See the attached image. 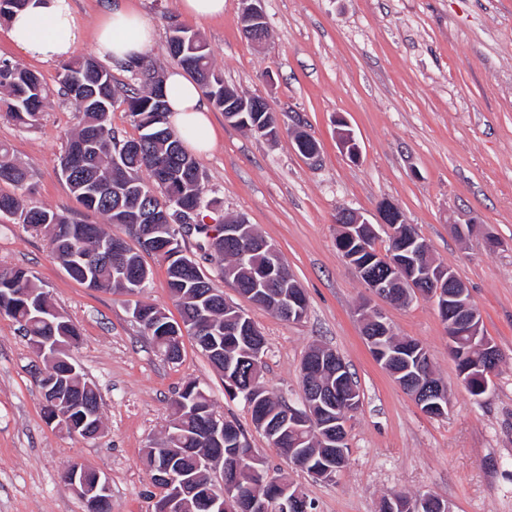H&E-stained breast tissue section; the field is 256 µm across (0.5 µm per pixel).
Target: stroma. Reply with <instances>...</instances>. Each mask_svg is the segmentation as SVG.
Instances as JSON below:
<instances>
[{"instance_id":"obj_1","label":"stroma","mask_w":512,"mask_h":512,"mask_svg":"<svg viewBox=\"0 0 512 512\" xmlns=\"http://www.w3.org/2000/svg\"><path fill=\"white\" fill-rule=\"evenodd\" d=\"M178 2L136 0L155 31L146 59L167 71L170 25L201 32L225 83L267 97L281 128L266 140L214 112L215 147L197 158L215 202L206 221L242 218L274 244L306 293V315L287 322L240 295L195 232H183L181 243L264 335L261 380L275 396L300 403V367L312 346L348 364L362 403L346 423L347 464L330 481L287 467L192 337L178 362L165 359L130 311L140 301L179 319L160 258L145 256L151 276L136 295L92 290L65 272L45 233L0 215V268L30 271L78 328L72 356L100 395L103 427L81 439L47 424L35 381L47 362L0 316V512H84L62 480L73 459L107 478L112 512H152L144 451L161 446L171 400L190 381L208 389L215 414L240 425L268 466L286 468L314 512H378L392 491L432 492L451 512H512V0H264L269 38L261 46L243 33L240 0H224L223 17L205 21L185 17ZM0 59L39 74L48 91L33 127L0 115V144L31 173L29 203L128 238L82 207L60 176L80 114L57 94L58 64L28 59L2 37ZM340 118L360 145L359 161L339 148ZM298 131L319 143L318 162L297 151ZM384 200L481 312L500 352L481 397L461 383L433 302L399 306L372 294L336 247L338 211L366 216ZM365 303L384 312L396 336L427 348L448 391L447 415L423 413L374 360L358 314Z\"/></svg>"}]
</instances>
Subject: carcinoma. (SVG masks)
<instances>
[{"label": "carcinoma", "instance_id": "cac0c4a2", "mask_svg": "<svg viewBox=\"0 0 512 512\" xmlns=\"http://www.w3.org/2000/svg\"><path fill=\"white\" fill-rule=\"evenodd\" d=\"M171 61L187 72L199 85L204 95L219 111H224V91L231 87L224 83L212 62L211 52L200 32L177 27L169 30L167 39ZM141 79L142 89L119 90L112 83V75L92 58H72L60 66L58 83L62 94L71 99L82 114L78 131L69 139L60 158V169L70 170L66 183L76 200L86 209L104 215L110 224H122L136 239L139 249L124 245L116 255H103L100 244L112 242L114 236L99 224H82L46 208L32 207L26 199L28 173L0 144V182L14 187L11 193H0V215L9 214L35 231L48 234L52 252L61 261L67 274L75 281L101 291L131 295L134 288L125 280L122 267L139 273L145 279L151 271L144 264L143 255H155L167 262V285L180 305L181 321L187 334L197 345L207 346V330L224 326L226 302L224 294L213 287L210 279L191 256L183 253L180 243L167 249L169 232L157 228L159 224L179 225L191 220L196 233L204 238L220 258L223 271L232 273L238 291L246 293L255 286V278L269 266L271 259L257 247L258 238L248 233L235 243H226L217 224L199 220L204 209L213 206L207 199L204 177L197 161L181 145L180 137L167 121V108L162 82L155 79L154 68L145 61L133 65ZM8 89L0 96V112L20 126H32L40 117L47 91L41 78L34 72L21 69L10 61L0 60V88ZM121 101L133 118L138 136L120 140L109 122L114 104ZM241 127L255 134L259 130L278 127L276 115L268 110L245 113ZM144 206L150 207L156 220L153 224L137 222L136 215ZM375 250V241L360 238L348 244V254L362 264ZM144 311L140 325L153 340L167 337L164 353L181 357V347L175 339L177 331L171 320L153 305L142 304ZM0 315L13 319L30 342L51 340L59 358L51 369L37 380L38 388H55V398L62 408L70 411L69 418L79 422L83 408H100L95 386L82 376L70 374L67 361L71 348L78 343L77 327L60 316L47 296L33 281V275L23 268L0 270ZM217 351L212 364L225 370L224 355L237 358V368L229 370L227 378L237 385H254L261 389L264 399L251 407L252 421L282 405L281 399L265 387L261 374L251 372L252 364L244 360L247 342L243 333L216 336ZM387 350L391 366L404 371V376L415 383L427 381L429 374L422 366L428 351L414 340L400 339L391 333L379 339ZM454 359L469 355L480 357L473 349L470 337L462 336L450 347ZM321 382L329 383L341 399L358 391L357 380L350 371L336 373L324 369ZM433 382H438L435 377ZM188 383L173 400L174 414L178 415L177 436H167L159 448L145 450L143 463L148 470L165 462L179 469L183 477L204 487L208 476L195 469L193 448H205L224 467V476L235 486L240 497L246 499L261 487V477L234 467L236 458L253 453L243 431L232 421H224V445L213 448L206 444L208 424L214 415L208 392L189 391ZM326 449L320 446L319 431L312 432L308 447L292 465L310 473L321 463ZM412 505L406 512H448L426 500L398 493Z\"/></svg>", "mask_w": 512, "mask_h": 512}]
</instances>
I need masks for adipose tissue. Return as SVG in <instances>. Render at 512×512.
<instances>
[{"instance_id":"obj_1","label":"adipose tissue","mask_w":512,"mask_h":512,"mask_svg":"<svg viewBox=\"0 0 512 512\" xmlns=\"http://www.w3.org/2000/svg\"><path fill=\"white\" fill-rule=\"evenodd\" d=\"M83 23L70 0H27L7 21L5 38L23 55L55 62L73 54L82 37ZM153 28L128 0H117L100 21L95 45L98 56L109 63H126L142 57L152 46ZM170 125L185 147L209 151L215 141L210 108L198 85L181 70H168L163 79Z\"/></svg>"}]
</instances>
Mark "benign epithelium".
<instances>
[{"instance_id":"7a95c632","label":"benign epithelium","mask_w":512,"mask_h":512,"mask_svg":"<svg viewBox=\"0 0 512 512\" xmlns=\"http://www.w3.org/2000/svg\"><path fill=\"white\" fill-rule=\"evenodd\" d=\"M264 0H242L243 20L249 25V30L253 35V42L262 43L266 41L268 34V23L266 14L262 7ZM256 110V105L251 97L239 96L228 99L224 102V119L232 124L241 121L240 114L243 112H252ZM337 140L340 149L351 161L356 162L360 159L361 151L359 144L343 120H338ZM341 222L343 223V232L340 238L344 240L355 241L358 236L363 234V228H368L374 236H379L382 231H393L399 237L403 236L402 229L398 225L406 223L399 207L389 200H383L379 203L374 214V220L370 221L350 209L340 211ZM417 239L411 238L405 248L409 249L407 256L391 259L384 254L375 251L372 253L370 262L382 260L385 262L384 274L376 276L369 268V265L358 267V274L361 279L368 282V288L376 295L387 300L395 295H400V301L408 302L416 295L427 296L432 299L438 309H448V338L449 341H456L457 337L468 334L479 338L478 348L483 353L484 363L467 364L464 366L460 376L468 379L476 376V371L488 368L497 358L496 348L493 342L481 334V317L472 309L468 310L466 320H461L455 310L453 301L463 298L466 295V286L455 276V274L446 266H439L436 273H417V266L414 258L417 253L410 251L412 247H419ZM437 283V289L429 290L431 283ZM271 307L281 311L283 314L293 316L300 312L302 303L288 291H283L269 297ZM365 323H370L373 328L364 332L368 336L367 343L374 357L383 360L380 354L381 346L376 342V337L380 336L387 328V322L382 312L378 310L361 309ZM318 365L315 362L305 361L301 367V375L307 380L309 390V400L302 406L295 407L287 405L285 413L278 419L279 429L290 432L298 437L296 444L299 445L306 441L304 434L318 427L326 433V447L330 448L328 459H333L338 454L345 453L343 445L347 443V434L345 420L334 414L336 403L334 399H326L321 405H316L315 400L320 398L323 388H318L314 384V378L317 376ZM416 404L423 412L432 409L442 408L441 401L448 398L443 387L433 388L428 391L418 390L413 394ZM152 480L160 484L167 496L166 512H183L185 497L190 494L191 485L181 479L170 468L162 466L158 468L157 473L152 476ZM264 481L273 484L279 488L278 494V512H293L297 503L302 500V493L293 489V485L285 483L279 478L268 473ZM66 482L68 486L83 500H91L94 503L109 499V486L104 478H99L98 484L92 491L79 489L81 480L78 479L77 472L67 473ZM200 504L205 512H244L239 495L234 493V487L228 482L219 485L212 484L209 490L201 496Z\"/></svg>"}]
</instances>
